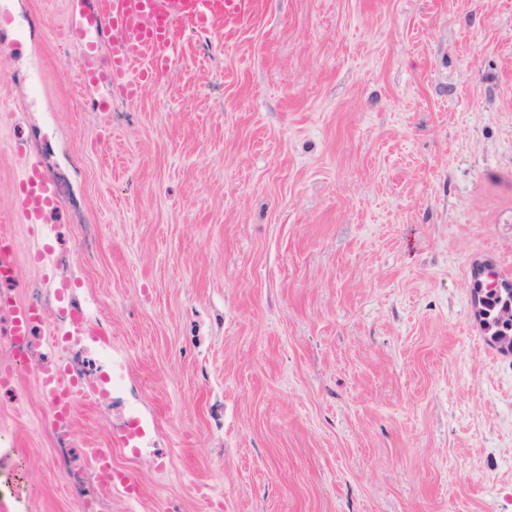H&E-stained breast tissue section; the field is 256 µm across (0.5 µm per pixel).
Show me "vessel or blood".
I'll use <instances>...</instances> for the list:
<instances>
[{
  "instance_id": "1",
  "label": "vessel or blood",
  "mask_w": 512,
  "mask_h": 512,
  "mask_svg": "<svg viewBox=\"0 0 512 512\" xmlns=\"http://www.w3.org/2000/svg\"><path fill=\"white\" fill-rule=\"evenodd\" d=\"M244 0H70L64 34L80 41V81L106 90L119 86L137 95L148 84L159 81L172 67L182 29L205 31L216 22H237ZM107 44L108 64H101L100 44ZM55 202V191L30 163L19 183L16 209L25 223L40 224L44 212ZM16 276V253L12 241L0 236V279ZM44 321V308L36 302L21 303L12 310L10 331L16 343H24ZM41 391L55 415L69 419L74 406L76 383L62 366L43 368ZM145 433L138 421H130L112 437L114 446L138 451ZM96 477L102 489H122L138 498L137 482L113 469L112 454L100 450Z\"/></svg>"
}]
</instances>
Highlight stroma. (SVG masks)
<instances>
[{
  "label": "stroma",
  "mask_w": 512,
  "mask_h": 512,
  "mask_svg": "<svg viewBox=\"0 0 512 512\" xmlns=\"http://www.w3.org/2000/svg\"><path fill=\"white\" fill-rule=\"evenodd\" d=\"M68 10L0 0V480L27 512H85L91 448L141 487L104 512H512V354L470 294L481 263L512 282V0H251L104 111ZM39 299L94 311L39 359L97 349L119 380L63 441L8 360ZM55 202V191L39 173L38 165L30 162L25 177L19 183L16 210L26 224H41L44 212ZM16 276V253L12 241L0 236V279H13ZM44 322V308L36 302L21 303L13 307L10 336L17 344H23L33 331ZM10 343L15 353V344ZM145 432L140 428L137 420H131L127 425L121 428L112 436L113 446L120 448H130L133 453L139 451V440L144 438Z\"/></svg>",
  "instance_id": "stroma-1"
}]
</instances>
